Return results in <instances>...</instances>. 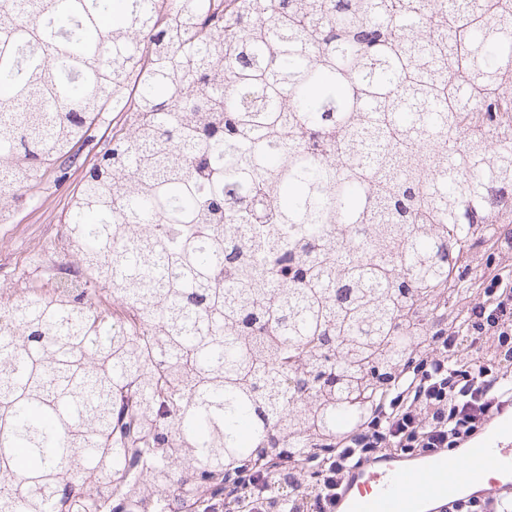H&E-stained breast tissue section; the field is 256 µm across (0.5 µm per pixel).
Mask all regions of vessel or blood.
<instances>
[{"label":"vessel or blood","instance_id":"vessel-or-blood-1","mask_svg":"<svg viewBox=\"0 0 512 512\" xmlns=\"http://www.w3.org/2000/svg\"><path fill=\"white\" fill-rule=\"evenodd\" d=\"M512 497V413L454 452L369 460L336 495V512H452L462 500Z\"/></svg>","mask_w":512,"mask_h":512}]
</instances>
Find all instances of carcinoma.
I'll return each mask as SVG.
<instances>
[{
  "mask_svg": "<svg viewBox=\"0 0 512 512\" xmlns=\"http://www.w3.org/2000/svg\"><path fill=\"white\" fill-rule=\"evenodd\" d=\"M0 80L3 221L120 113L60 242L91 287L0 302V512H241L272 459L299 512L288 459L512 226V0H0Z\"/></svg>",
  "mask_w": 512,
  "mask_h": 512,
  "instance_id": "1",
  "label": "carcinoma"
}]
</instances>
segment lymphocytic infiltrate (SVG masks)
<instances>
[{
	"label": "lymphocytic infiltrate",
	"mask_w": 512,
	"mask_h": 512,
	"mask_svg": "<svg viewBox=\"0 0 512 512\" xmlns=\"http://www.w3.org/2000/svg\"><path fill=\"white\" fill-rule=\"evenodd\" d=\"M470 286L460 324L434 339L419 365L316 463L322 491L307 512H336L339 487L363 460L458 447L502 409H512V365L488 356L497 340L512 336V264H486Z\"/></svg>",
	"instance_id": "obj_1"
}]
</instances>
